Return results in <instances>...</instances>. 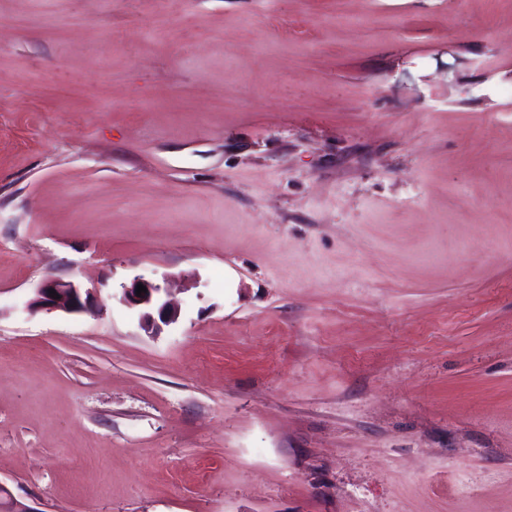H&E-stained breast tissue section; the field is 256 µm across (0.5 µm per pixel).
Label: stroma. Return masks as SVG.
Here are the masks:
<instances>
[{"label": "stroma", "instance_id": "obj_1", "mask_svg": "<svg viewBox=\"0 0 512 512\" xmlns=\"http://www.w3.org/2000/svg\"><path fill=\"white\" fill-rule=\"evenodd\" d=\"M3 243L33 512H512V0H0ZM50 290L56 291L60 299H56V296L50 297ZM89 301V291L86 292V296L83 299L80 288L74 283L49 279L36 288L27 307L32 312L46 310L75 313L86 310ZM138 284H143L147 289V292L141 293V297L136 295ZM163 292L165 290L159 284L143 279H134L130 285L122 286L123 301L141 310V326L148 333H156L160 329L158 321L170 324L178 318V310L169 301L163 300Z\"/></svg>", "mask_w": 512, "mask_h": 512}]
</instances>
